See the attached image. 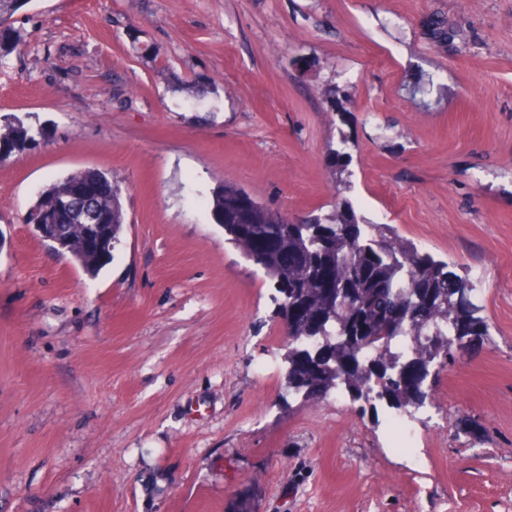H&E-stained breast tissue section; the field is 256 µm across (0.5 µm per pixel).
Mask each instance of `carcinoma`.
Masks as SVG:
<instances>
[{
    "instance_id": "carcinoma-1",
    "label": "carcinoma",
    "mask_w": 512,
    "mask_h": 512,
    "mask_svg": "<svg viewBox=\"0 0 512 512\" xmlns=\"http://www.w3.org/2000/svg\"><path fill=\"white\" fill-rule=\"evenodd\" d=\"M15 13L11 0H0V59L17 48L9 23ZM34 140L35 131L19 120L0 136V154ZM76 176L85 185L87 207L112 212L111 222L88 226V249L38 220ZM213 214L225 240L263 269L278 313L288 317L293 339L284 356L287 388L305 403L344 389L373 408L384 402L407 414L432 391L430 364L444 366L467 351L464 337L488 335L468 279L391 225L360 223L349 204H336L329 217L301 221L226 184L215 194ZM27 223L94 278L122 242L127 217L121 188L97 169L69 173L40 193ZM421 298L431 299L434 313L411 324L408 309ZM338 336L369 341L338 345Z\"/></svg>"
}]
</instances>
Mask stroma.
<instances>
[{
  "mask_svg": "<svg viewBox=\"0 0 512 512\" xmlns=\"http://www.w3.org/2000/svg\"><path fill=\"white\" fill-rule=\"evenodd\" d=\"M12 21L0 133L43 135L0 155V512H512V0H27ZM87 168L128 216L94 278L25 222ZM227 182L298 219L348 202L472 283L489 334L411 447L387 405L288 394L264 272L212 215Z\"/></svg>",
  "mask_w": 512,
  "mask_h": 512,
  "instance_id": "stroma-1",
  "label": "stroma"
}]
</instances>
